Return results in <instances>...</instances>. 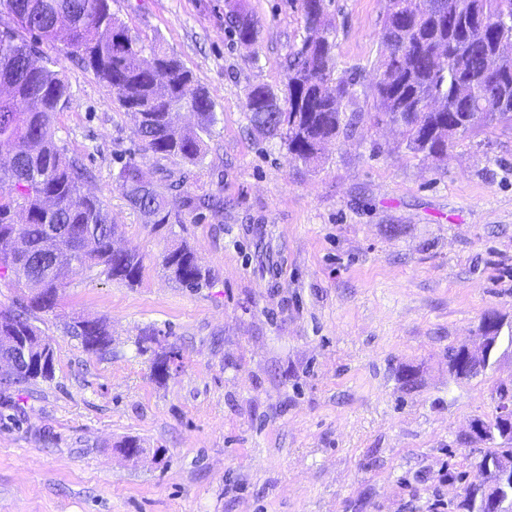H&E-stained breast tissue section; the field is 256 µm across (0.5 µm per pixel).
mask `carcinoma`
Masks as SVG:
<instances>
[{"label": "carcinoma", "mask_w": 512, "mask_h": 512, "mask_svg": "<svg viewBox=\"0 0 512 512\" xmlns=\"http://www.w3.org/2000/svg\"><path fill=\"white\" fill-rule=\"evenodd\" d=\"M306 36L290 47L280 89L252 86L246 117L260 136L284 140L305 163L320 157L326 142L357 124L344 103L356 79L334 76L335 48L326 30L324 0H300ZM226 29L239 44L258 40V23L242 0L228 5ZM504 36L512 37V0H384L380 50L373 66L374 108L382 122L398 123L414 153L445 157L448 148L479 129L512 123V56L491 71L488 58ZM66 45L117 95L144 148L162 160L203 162L216 115L207 90L190 69L159 42L145 43L112 12V0H0V277L17 288L16 308L0 309V344L26 342L17 351L9 385L50 380L52 348L28 312L55 308L73 275L101 268L109 279L135 284L143 267L135 252L113 253L112 216L86 193L84 171L57 145L55 116L71 87L42 45ZM174 110L193 112L197 129L173 125ZM116 183L130 206L156 229L179 222L168 194L198 211L213 200L191 195L168 169L158 178L133 158L121 164ZM66 266L48 271L51 252ZM161 265L184 288H201L209 274L185 244L164 253ZM67 333L92 353L112 342L106 323L74 320ZM496 492L464 488L462 512H483V498Z\"/></svg>", "instance_id": "obj_1"}]
</instances>
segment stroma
<instances>
[{
	"label": "stroma",
	"mask_w": 512,
	"mask_h": 512,
	"mask_svg": "<svg viewBox=\"0 0 512 512\" xmlns=\"http://www.w3.org/2000/svg\"><path fill=\"white\" fill-rule=\"evenodd\" d=\"M336 70L356 75L352 134L318 161L252 134V85L281 86L304 34L299 0H247L256 45L235 43L225 0H114L112 10L161 42L214 102L191 192L223 197L214 217L183 211L154 229L118 189L122 160H159L137 139L112 89L52 49L72 90L57 144L92 173L115 244L143 257L136 284L73 276L36 321L55 376L0 385V512H457L485 445L462 443L497 413L512 346L477 376L448 372L483 317L512 324V127L458 142L446 157L407 149L376 123L370 85L381 0H326ZM187 243L209 270L184 288L161 266ZM101 318L109 351L65 331ZM149 339L147 352L138 343ZM180 353L165 379L156 354ZM144 448L128 459L118 448Z\"/></svg>",
	"instance_id": "1"
}]
</instances>
